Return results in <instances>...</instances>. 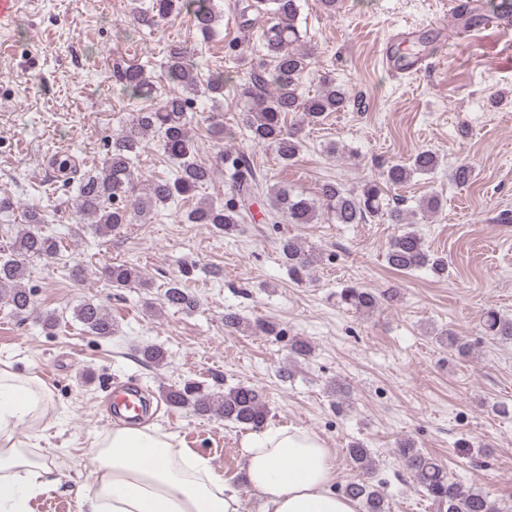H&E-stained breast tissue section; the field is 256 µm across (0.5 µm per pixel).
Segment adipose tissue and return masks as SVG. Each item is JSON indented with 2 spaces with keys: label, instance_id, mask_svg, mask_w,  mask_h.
Masks as SVG:
<instances>
[{
  "label": "adipose tissue",
  "instance_id": "obj_1",
  "mask_svg": "<svg viewBox=\"0 0 512 512\" xmlns=\"http://www.w3.org/2000/svg\"><path fill=\"white\" fill-rule=\"evenodd\" d=\"M51 402L39 377L0 368V512H32V500L59 482L52 458L15 439L19 429L54 426ZM94 463L80 512H240L238 491L209 459L156 427L113 426L97 442ZM243 469L263 512H358L334 489L331 449L308 429L266 428L245 448Z\"/></svg>",
  "mask_w": 512,
  "mask_h": 512
}]
</instances>
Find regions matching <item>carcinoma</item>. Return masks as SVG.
Listing matches in <instances>:
<instances>
[{"label":"carcinoma","instance_id":"cac0c4a2","mask_svg":"<svg viewBox=\"0 0 512 512\" xmlns=\"http://www.w3.org/2000/svg\"><path fill=\"white\" fill-rule=\"evenodd\" d=\"M301 0H243L240 7L242 26H252L247 18L251 11L270 14V22L260 34L263 57L251 66L235 86L234 93L249 140L258 146L275 151L282 162L295 160L301 149L299 129H287L283 116L299 112L309 124H316L331 112H339L348 105L347 90L328 74L318 77V89L312 94L303 92L302 85L310 73L312 53L302 44L297 21ZM187 12L202 38L215 31L219 11L216 0H149L145 7H134L135 18L157 23L168 17ZM194 50L180 43L168 46L162 63V76L168 91L159 102L138 109L125 130L112 136L107 157L100 172L77 173L74 166L66 172V186L75 193L74 221H89L95 230L107 234L167 205L177 197L194 196L199 188L212 180L214 167L195 159L194 140L189 113L194 111L199 95L218 103L224 100L226 83L224 73L213 72L205 77L194 73ZM115 82L132 98L152 100L157 87L145 66L135 65L114 71ZM161 138L168 157L177 164L176 174L170 179L152 180L142 193L135 192L132 167L144 139L149 135ZM438 155L430 150L414 155L408 164L390 166L380 176L365 181L356 190H348L335 182L321 184L318 199L293 196L287 190L271 187L255 170L248 153L223 152L217 166L224 169L232 195L222 203L203 199L188 212L193 224H211L230 237L240 231V225L254 219L250 202L263 199L270 217L289 224H316L321 217L337 224H365L384 217L390 224L404 227L397 234L386 254L389 267L409 272L428 267L442 276L447 272L446 262L431 256L421 236L409 225L417 212L435 213L441 207L440 199L428 195L421 199L418 210H407L391 205L385 194L386 186H405L416 174L436 170ZM45 215L30 209L26 224L18 230L10 245L0 249V297L11 307L12 313L26 318L34 308L32 290L24 286L26 263L32 258L53 257L59 250L56 238L44 235L36 225L45 223ZM280 250L288 272L296 283L310 277L316 262L315 252L297 238H287ZM103 276L114 288L144 285L139 270L125 263L113 264ZM337 303L358 312L373 311L385 303L398 300L394 289L375 292L369 288L346 285L336 293ZM163 303L177 310L195 308L194 298L179 282H170L163 292ZM74 318L86 332L107 339L114 332L112 317L97 302L85 301L74 312ZM483 324L491 335L512 340V320L494 310L485 312ZM224 329L231 332H251L264 336H278L281 329L272 321L250 322L235 311H224ZM142 363L160 367L166 360L165 351L155 345L138 349ZM169 404L189 408L200 416L222 418L254 431L264 427L269 414L263 393L255 387L239 384L222 395H213L194 382L170 388L165 392ZM357 469L369 473L374 464L371 452L360 444L348 448ZM396 453L414 474L424 495L438 512H498L494 502L479 491H465L452 481L448 473L433 459L425 456L409 442L398 445ZM343 495L356 500L363 512H388L385 496L365 480L349 482Z\"/></svg>","mask_w":512,"mask_h":512}]
</instances>
